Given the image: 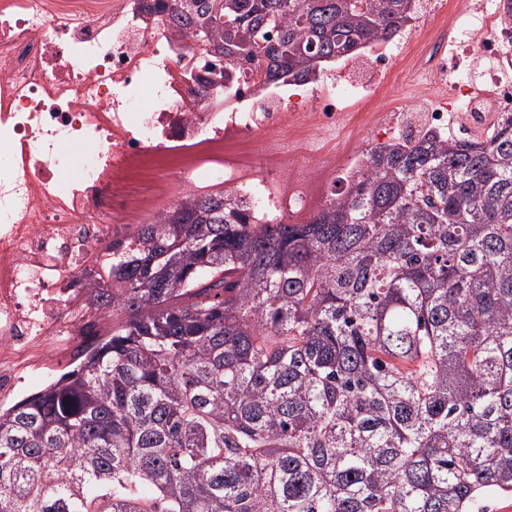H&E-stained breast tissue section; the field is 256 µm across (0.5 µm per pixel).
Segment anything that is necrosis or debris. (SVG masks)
I'll return each mask as SVG.
<instances>
[{
    "instance_id": "necrosis-or-debris-1",
    "label": "necrosis or debris",
    "mask_w": 512,
    "mask_h": 512,
    "mask_svg": "<svg viewBox=\"0 0 512 512\" xmlns=\"http://www.w3.org/2000/svg\"><path fill=\"white\" fill-rule=\"evenodd\" d=\"M483 63L479 74L462 58ZM377 79L343 91L349 67L295 93L241 75L236 92L202 100L200 55L141 0H0V401L55 356L93 345L106 318L89 275L106 249L188 190L212 183L260 224H303L326 184L356 179L348 146L314 145L352 120L402 134L373 94L396 68L440 93L428 128L453 134L449 108L485 133L512 112V23L500 0H429L405 41L379 42ZM96 151L73 163L65 146Z\"/></svg>"
}]
</instances>
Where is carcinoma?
<instances>
[{
    "mask_svg": "<svg viewBox=\"0 0 512 512\" xmlns=\"http://www.w3.org/2000/svg\"><path fill=\"white\" fill-rule=\"evenodd\" d=\"M155 0L165 32L308 81L415 0ZM305 224L189 195L91 282L123 319L0 407V512H480L512 496V117L423 130Z\"/></svg>",
    "mask_w": 512,
    "mask_h": 512,
    "instance_id": "1",
    "label": "carcinoma"
}]
</instances>
